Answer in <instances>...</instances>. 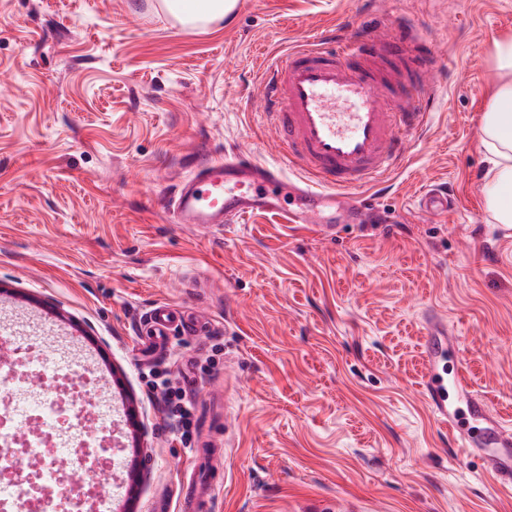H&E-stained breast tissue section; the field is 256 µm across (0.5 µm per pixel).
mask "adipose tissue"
Wrapping results in <instances>:
<instances>
[{
  "label": "adipose tissue",
  "instance_id": "ef3b65f1",
  "mask_svg": "<svg viewBox=\"0 0 512 512\" xmlns=\"http://www.w3.org/2000/svg\"><path fill=\"white\" fill-rule=\"evenodd\" d=\"M492 100L481 121L490 169L486 197L497 223L512 224V39L497 42Z\"/></svg>",
  "mask_w": 512,
  "mask_h": 512
}]
</instances>
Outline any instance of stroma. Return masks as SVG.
<instances>
[{
    "instance_id": "1",
    "label": "stroma",
    "mask_w": 512,
    "mask_h": 512,
    "mask_svg": "<svg viewBox=\"0 0 512 512\" xmlns=\"http://www.w3.org/2000/svg\"><path fill=\"white\" fill-rule=\"evenodd\" d=\"M360 0H239L231 21L185 26L158 0H0V320L42 319L96 352L141 450L124 512H175L191 452L148 400L167 370L194 441L224 432L212 512H512V486L462 453L422 394V336L439 313L492 414L512 425V230L488 208L481 118L512 0H397L447 79L374 219L340 239L250 216L172 223L189 167L230 149L279 159L255 110L262 63L352 18ZM460 199L421 212L426 185ZM165 304L206 332L138 342Z\"/></svg>"
}]
</instances>
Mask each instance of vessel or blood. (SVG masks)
I'll list each match as a JSON object with an SVG mask.
<instances>
[{
    "instance_id": "1",
    "label": "vessel or blood",
    "mask_w": 512,
    "mask_h": 512,
    "mask_svg": "<svg viewBox=\"0 0 512 512\" xmlns=\"http://www.w3.org/2000/svg\"><path fill=\"white\" fill-rule=\"evenodd\" d=\"M410 28L392 37L379 26L357 20L344 37L322 31L290 47L264 65L261 114L273 125L277 146L295 173L251 155L228 151L196 165L171 197L174 223L209 229L231 226L244 216L270 215L286 224H308L324 239L340 238L368 199L346 200L348 190L377 186L407 160L405 137L432 123L440 78L434 57L413 20L394 17ZM423 209L448 213L459 206L447 193L424 189ZM149 338L193 334L198 321L177 322L167 306L144 316ZM459 352L457 337L434 330L424 338L425 393L433 417L456 431L463 450L480 449L499 480L512 485V426L494 416L467 373L447 374L449 357ZM456 401H449V393ZM467 410L475 429L459 424ZM219 466L193 469L179 488L178 512H207Z\"/></svg>"
}]
</instances>
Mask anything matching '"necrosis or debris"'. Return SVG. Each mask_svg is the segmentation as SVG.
Here are the masks:
<instances>
[{"label": "necrosis or debris", "mask_w": 512, "mask_h": 512, "mask_svg": "<svg viewBox=\"0 0 512 512\" xmlns=\"http://www.w3.org/2000/svg\"><path fill=\"white\" fill-rule=\"evenodd\" d=\"M45 332L23 339L0 336V512H23L34 503L51 512H101L106 500L100 473L111 469L115 441L98 424L90 390L97 381L88 369L52 372ZM31 467L16 478L20 460Z\"/></svg>", "instance_id": "obj_1"}]
</instances>
